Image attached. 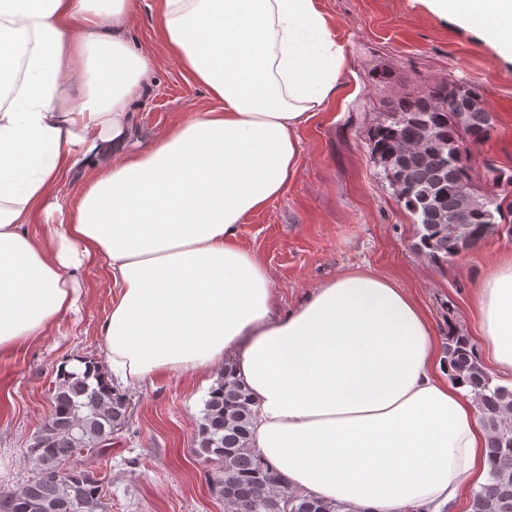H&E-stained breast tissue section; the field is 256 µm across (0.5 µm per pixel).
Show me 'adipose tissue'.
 <instances>
[{"label":"adipose tissue","instance_id":"adipose-tissue-1","mask_svg":"<svg viewBox=\"0 0 512 512\" xmlns=\"http://www.w3.org/2000/svg\"><path fill=\"white\" fill-rule=\"evenodd\" d=\"M425 3L512 60V0ZM135 7L0 0V353L75 313L79 269L102 262L116 384L175 372L207 385L232 365L255 414L248 446L289 490L350 512H460L489 477L487 432L418 303L356 269L284 313L237 243L296 174L298 128L336 93L346 51L328 18L315 0H160L168 52L218 106L133 147L130 112L155 71L126 38ZM82 162L97 174L66 204L59 187ZM472 305L483 359L512 374V255Z\"/></svg>","mask_w":512,"mask_h":512}]
</instances>
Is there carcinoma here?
<instances>
[{"label":"carcinoma","instance_id":"cac0c4a2","mask_svg":"<svg viewBox=\"0 0 512 512\" xmlns=\"http://www.w3.org/2000/svg\"><path fill=\"white\" fill-rule=\"evenodd\" d=\"M492 118L477 90L467 84L437 83L415 99L385 105L368 131L371 156L394 188L399 202L417 217L416 247L428 258L446 260L481 246L512 225L503 223L502 202L478 193L470 176L467 144L488 137ZM466 192L470 207L463 224L448 218ZM444 353L448 379L469 390L489 431L487 483L473 492L471 512H512V387L495 384L469 337L449 328ZM129 399L90 371L65 375L52 395L50 415L27 448L31 476L0 495V512H29L49 505L51 512H107L102 481L87 471H66V462L84 450L101 452L112 435L129 422ZM253 414L245 386L232 370L205 402L195 453L215 465L212 490L224 498L228 512H348L280 486L277 471L247 448Z\"/></svg>","mask_w":512,"mask_h":512}]
</instances>
